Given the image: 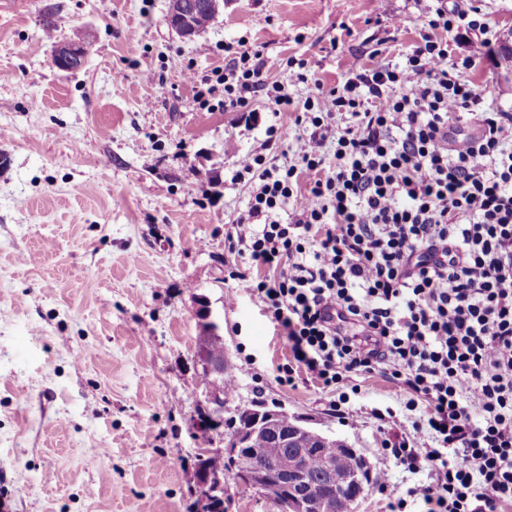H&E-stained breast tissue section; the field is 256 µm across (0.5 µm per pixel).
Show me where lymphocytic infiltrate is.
Returning <instances> with one entry per match:
<instances>
[{
  "instance_id": "1",
  "label": "lymphocytic infiltrate",
  "mask_w": 512,
  "mask_h": 512,
  "mask_svg": "<svg viewBox=\"0 0 512 512\" xmlns=\"http://www.w3.org/2000/svg\"><path fill=\"white\" fill-rule=\"evenodd\" d=\"M427 27L401 63L286 86L261 78L239 41L230 69L202 79L216 111L264 97L280 129L303 128L292 157L236 160L253 185L230 247L263 276L241 288L265 305L291 362L323 387L382 368L430 411L392 454L430 481L407 498L430 512L512 507V112L461 76L471 57L448 34L494 38L479 6L414 0Z\"/></svg>"
}]
</instances>
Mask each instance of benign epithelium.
<instances>
[{
  "mask_svg": "<svg viewBox=\"0 0 512 512\" xmlns=\"http://www.w3.org/2000/svg\"><path fill=\"white\" fill-rule=\"evenodd\" d=\"M224 8V0H196L177 14L169 15L167 25L177 31L181 38L191 40L197 36L192 16L198 9H209L219 13ZM86 55L85 43L63 42L53 48V63L60 70H72L82 66ZM202 410L193 419L192 427L199 428L207 423L213 432H221L224 427V397L216 389L206 388L202 392ZM277 409H245L234 420L231 432L224 439V457L231 467L243 476L259 494H264L267 485L278 484L283 491L282 499L274 502L280 512H332L330 500L324 491L310 479L304 468L305 459L318 452L332 439V436L315 429L299 419L290 424L285 432H280L281 416ZM274 434L284 447L293 450L294 462L283 473L274 466L264 467L255 463L248 451L252 438L257 434ZM344 448L357 457L360 467L344 474L343 483L351 489L345 501L346 512H354V507L363 498L365 487L370 480V470L366 458L348 442L341 441ZM196 485L199 495L206 501L224 498V473L202 471L197 474Z\"/></svg>",
  "mask_w": 512,
  "mask_h": 512,
  "instance_id": "benign-epithelium-1",
  "label": "benign epithelium"
}]
</instances>
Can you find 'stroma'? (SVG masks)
I'll return each instance as SVG.
<instances>
[{
	"instance_id": "obj_1",
	"label": "stroma",
	"mask_w": 512,
	"mask_h": 512,
	"mask_svg": "<svg viewBox=\"0 0 512 512\" xmlns=\"http://www.w3.org/2000/svg\"><path fill=\"white\" fill-rule=\"evenodd\" d=\"M477 2L497 38L453 40L464 77L512 112V0ZM169 0H0V512H203L192 429L202 398L206 302L238 376L225 416L262 403L347 441L373 484L355 512H389L430 479L386 443L414 433L424 403L377 371L337 391L299 371L262 303L229 295L246 260L227 234L247 208L236 154L262 151L278 119L263 98L208 112L187 70L230 68L228 45L259 47L261 77L303 59L325 87L354 66L396 63L416 43L414 0H226L193 40L165 22ZM55 28L45 34L41 19ZM82 32L84 66L55 67ZM156 74L146 81L145 71ZM226 512H278L233 471Z\"/></svg>"
}]
</instances>
